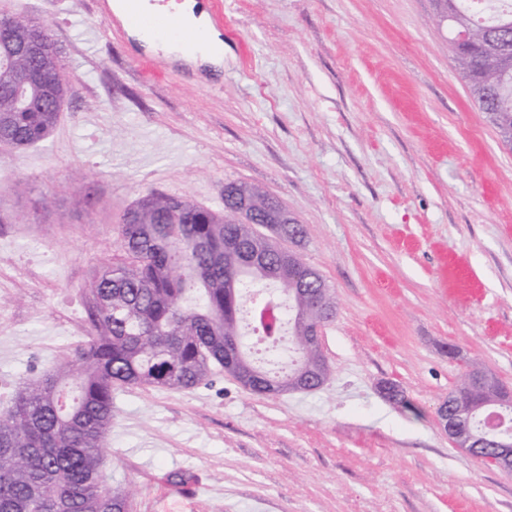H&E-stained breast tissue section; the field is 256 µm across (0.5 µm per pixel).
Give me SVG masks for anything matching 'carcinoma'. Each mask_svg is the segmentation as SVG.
<instances>
[{"label":"carcinoma","instance_id":"cac0c4a2","mask_svg":"<svg viewBox=\"0 0 512 512\" xmlns=\"http://www.w3.org/2000/svg\"><path fill=\"white\" fill-rule=\"evenodd\" d=\"M482 21L464 0H433L448 22L456 67L501 140L512 143V6L478 0ZM0 137L24 149L46 140L60 108L17 82L35 72L66 94L64 59L49 25L22 15L0 18ZM268 231L303 237L299 224ZM121 258L101 267L86 339L39 378L24 383L0 413V512H130L128 496L108 486L102 442L112 427V393L125 387L188 389L212 374L253 367L245 388L280 393L317 389L328 367L302 330L336 314L331 288L297 257L276 276L281 247L265 241L237 211L206 209L188 198L151 191L118 221ZM262 242L264 265L224 258L227 246ZM251 334L264 344L266 369L243 348ZM508 396L496 384L473 399L476 418Z\"/></svg>","mask_w":512,"mask_h":512}]
</instances>
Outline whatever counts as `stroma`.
<instances>
[{
    "label": "stroma",
    "mask_w": 512,
    "mask_h": 512,
    "mask_svg": "<svg viewBox=\"0 0 512 512\" xmlns=\"http://www.w3.org/2000/svg\"><path fill=\"white\" fill-rule=\"evenodd\" d=\"M222 2L216 72L146 53L93 0H0L51 26L68 83L47 140L0 145V408L85 336L126 208L159 191L220 213L235 182L305 229L294 250L335 293L330 374L116 390L109 485L132 512H512V474L436 423L471 363L512 391V148L447 28L430 0Z\"/></svg>",
    "instance_id": "1"
}]
</instances>
